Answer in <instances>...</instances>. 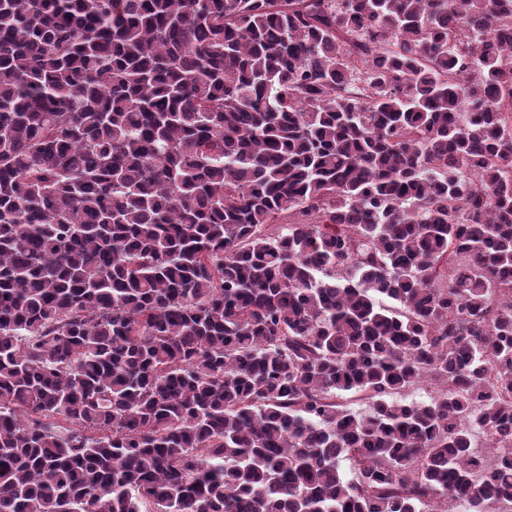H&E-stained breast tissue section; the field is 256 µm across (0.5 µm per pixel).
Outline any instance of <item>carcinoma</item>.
Returning <instances> with one entry per match:
<instances>
[{"instance_id":"cac0c4a2","label":"carcinoma","mask_w":512,"mask_h":512,"mask_svg":"<svg viewBox=\"0 0 512 512\" xmlns=\"http://www.w3.org/2000/svg\"><path fill=\"white\" fill-rule=\"evenodd\" d=\"M508 293L512 0H0V512H495Z\"/></svg>"}]
</instances>
